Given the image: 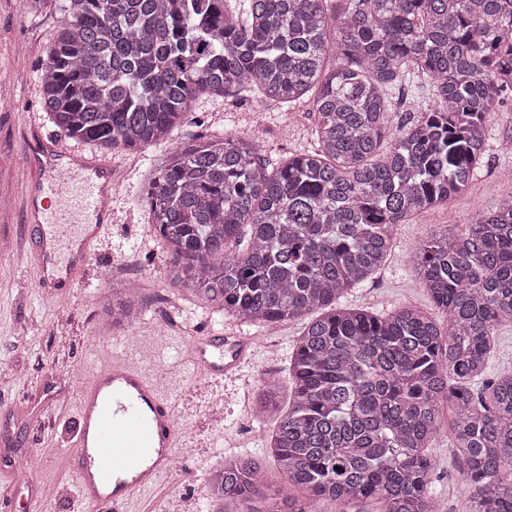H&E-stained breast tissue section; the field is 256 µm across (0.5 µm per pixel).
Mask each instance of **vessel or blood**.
Instances as JSON below:
<instances>
[{
  "label": "vessel or blood",
  "mask_w": 512,
  "mask_h": 512,
  "mask_svg": "<svg viewBox=\"0 0 512 512\" xmlns=\"http://www.w3.org/2000/svg\"><path fill=\"white\" fill-rule=\"evenodd\" d=\"M58 144L50 137L28 146L30 173L25 192L27 223H34L38 198L55 202L42 233L60 241L82 229L84 216H102V186L78 178L88 159L73 156L68 165L54 157ZM253 344L233 332L197 338L187 361L198 376L230 375ZM166 371H146L132 356L113 357L82 386L74 450L69 462L79 476V493L90 512H130L134 499L155 489L169 474L179 446L178 412L164 385Z\"/></svg>",
  "instance_id": "obj_1"
}]
</instances>
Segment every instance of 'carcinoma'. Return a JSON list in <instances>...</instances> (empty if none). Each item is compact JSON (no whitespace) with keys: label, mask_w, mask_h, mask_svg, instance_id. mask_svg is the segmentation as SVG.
<instances>
[{"label":"carcinoma","mask_w":512,"mask_h":512,"mask_svg":"<svg viewBox=\"0 0 512 512\" xmlns=\"http://www.w3.org/2000/svg\"><path fill=\"white\" fill-rule=\"evenodd\" d=\"M60 14L38 76L43 109L100 149L169 141L198 98L255 94L315 115L311 150L272 170L259 145L199 135L150 171L141 202L168 252L165 275L222 316L273 329L304 319L291 398L271 455L285 509L436 512L430 448L462 462L469 512H512V370L493 371L512 325V197L447 225L412 263L434 308L343 307L387 261L400 224L468 193L486 129L512 93V0H50ZM428 79L432 105L394 127L395 92ZM114 328L139 320L136 289L98 295ZM264 466L232 455L205 509L263 493Z\"/></svg>","instance_id":"cac0c4a2"}]
</instances>
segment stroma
<instances>
[{"instance_id":"obj_1","label":"stroma","mask_w":512,"mask_h":512,"mask_svg":"<svg viewBox=\"0 0 512 512\" xmlns=\"http://www.w3.org/2000/svg\"><path fill=\"white\" fill-rule=\"evenodd\" d=\"M59 20L53 8L32 13L26 0H0V493L11 499V512H28L33 500L41 512H86L78 497V475L65 463L77 428L83 381L108 362L113 351H129L130 341L151 350L154 364L176 365L193 337L220 334L228 326L257 336L254 357L234 379L205 381L183 371L170 374L169 391L178 399L180 410L192 416L183 436L196 453L185 470L167 477L135 508L137 512H199L210 472L238 452L263 459L268 486L278 488L281 474L268 450L274 422L253 419L249 404L263 378L274 376L287 382L288 355L303 323L291 321L268 333L239 318L212 313L191 292L171 286L164 273L167 254L139 195L152 164L170 143L198 134L236 133L254 139L263 162L273 166L309 149L314 115L303 102L288 107L253 98L205 95L174 131L170 143L138 151L100 150L62 133L42 108L37 68ZM34 128L51 134L64 151L111 166L120 180L112 191L110 222L91 263L77 282L59 288L51 297L36 286L40 269L32 256L34 230L22 215L29 177L22 146ZM510 140L511 95L488 123L485 165L471 193L400 225L385 266L352 288L346 303L380 311L402 304L431 309L410 256L430 231L451 220L466 224L512 194V150L504 147ZM118 277L139 282L147 309L131 327L105 329L92 296ZM217 396L223 399L219 415L208 408ZM36 448L54 449L52 460L44 462L29 483L11 485L10 461ZM433 456L431 481L440 512H468L469 498L459 476L461 461L447 436L437 439Z\"/></svg>"}]
</instances>
